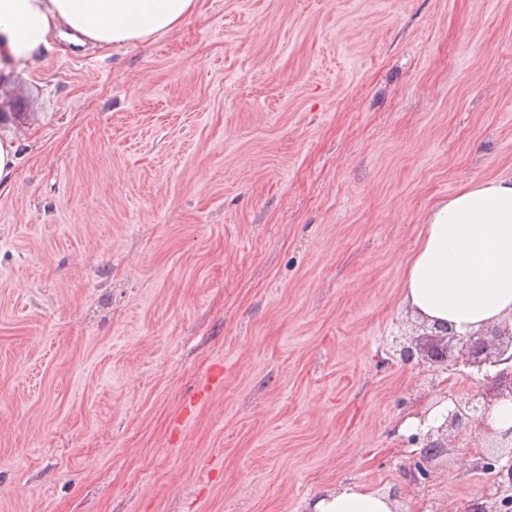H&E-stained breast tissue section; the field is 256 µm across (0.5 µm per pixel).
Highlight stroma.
I'll use <instances>...</instances> for the list:
<instances>
[{
  "label": "stroma",
  "instance_id": "stroma-1",
  "mask_svg": "<svg viewBox=\"0 0 512 512\" xmlns=\"http://www.w3.org/2000/svg\"><path fill=\"white\" fill-rule=\"evenodd\" d=\"M0 111V512L484 499L477 434L401 471L435 395L391 343L426 212L512 174V0H198ZM19 145L9 136H0V193L11 190V174L19 159ZM306 512H396L389 494L358 485H342L317 494L305 504Z\"/></svg>",
  "mask_w": 512,
  "mask_h": 512
}]
</instances>
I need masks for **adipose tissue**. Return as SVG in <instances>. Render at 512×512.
I'll return each mask as SVG.
<instances>
[{
    "instance_id": "ef3b65f1",
    "label": "adipose tissue",
    "mask_w": 512,
    "mask_h": 512,
    "mask_svg": "<svg viewBox=\"0 0 512 512\" xmlns=\"http://www.w3.org/2000/svg\"><path fill=\"white\" fill-rule=\"evenodd\" d=\"M197 0H0V79L33 67L52 38L76 46L145 43L177 29ZM404 305L461 334L512 322V175L471 182L425 219L405 272ZM307 512H395L389 494L343 485Z\"/></svg>"
}]
</instances>
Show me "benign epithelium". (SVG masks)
Instances as JSON below:
<instances>
[{
    "label": "benign epithelium",
    "instance_id": "1",
    "mask_svg": "<svg viewBox=\"0 0 512 512\" xmlns=\"http://www.w3.org/2000/svg\"><path fill=\"white\" fill-rule=\"evenodd\" d=\"M396 354L404 364L431 365V384L444 389L439 401L448 403L444 422L407 438L417 450L402 464L403 474L417 485L429 479L432 464L448 451L449 433L454 430L478 431L492 438V453L480 454L475 469L494 474V493L476 502L469 512H512V427L498 432L490 424L491 411L501 400L512 401V329L489 326L476 333L461 336L451 328L433 327L431 333L399 342ZM473 369L482 376L489 399L483 409L473 405L475 395L448 388L441 374Z\"/></svg>",
    "mask_w": 512,
    "mask_h": 512
}]
</instances>
